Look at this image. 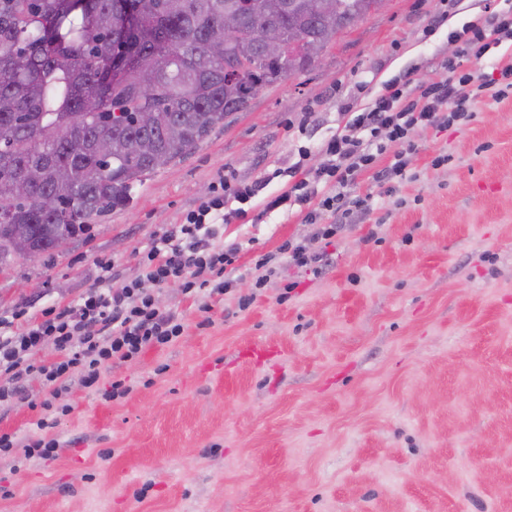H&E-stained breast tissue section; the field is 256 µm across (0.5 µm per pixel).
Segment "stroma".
Segmentation results:
<instances>
[{"mask_svg":"<svg viewBox=\"0 0 512 512\" xmlns=\"http://www.w3.org/2000/svg\"><path fill=\"white\" fill-rule=\"evenodd\" d=\"M484 6L392 0L147 176L89 238L0 270V316L55 312L101 263L113 286L140 279L154 236L218 177L267 183L224 227L232 288L206 312L180 283L155 289L182 336L93 386L69 382L45 431L56 458L0 456V512H512V97L477 103L467 125L416 129L393 193L362 172L352 193L370 213L343 225L321 274L283 261L264 287L252 276L261 255L310 238L299 209L266 203L324 162L346 105L429 77ZM50 391L30 377L0 404V436L36 435Z\"/></svg>","mask_w":512,"mask_h":512,"instance_id":"stroma-1","label":"stroma"}]
</instances>
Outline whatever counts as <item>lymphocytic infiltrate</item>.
<instances>
[{
    "instance_id": "1",
    "label": "lymphocytic infiltrate",
    "mask_w": 512,
    "mask_h": 512,
    "mask_svg": "<svg viewBox=\"0 0 512 512\" xmlns=\"http://www.w3.org/2000/svg\"><path fill=\"white\" fill-rule=\"evenodd\" d=\"M449 38L458 43L459 56L483 59L503 43H512V9L493 11L483 22L468 23ZM511 93L512 62L502 66L498 76L480 80L459 72L455 61L442 63L419 85L412 100L404 84L388 82L371 107L351 113L345 126L324 144L326 162L306 172L273 204L305 206L313 239L330 240L338 231V221L355 219L350 190L361 172L374 170L376 180L384 184L404 179L407 156L417 149L412 139L415 128L466 122L479 99L497 102ZM391 143L401 147L394 163L376 169L378 157ZM263 188V183L254 182L229 192L223 182H215L208 197L189 210L182 223L154 237L142 260V279L115 288L111 276L102 275L99 285L89 288L76 305L54 317L31 320L21 332L15 331L12 320L0 317V374H8L12 382L10 388L0 387V403L24 395L31 375H39L59 392L76 377L94 381L105 363L130 361L145 348L175 341L184 324L174 312L158 308L152 286L178 281L184 293L207 297L231 288L233 282L225 278L224 270L231 265L235 248L215 244L217 227L245 218V202ZM327 215L332 218L328 224L323 221ZM48 340L61 351L60 360L29 363V353Z\"/></svg>"
}]
</instances>
